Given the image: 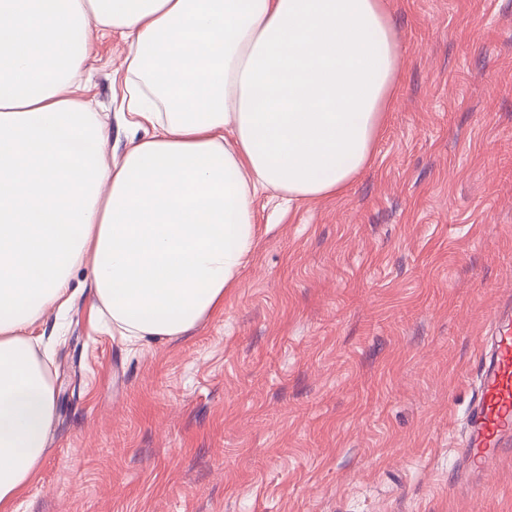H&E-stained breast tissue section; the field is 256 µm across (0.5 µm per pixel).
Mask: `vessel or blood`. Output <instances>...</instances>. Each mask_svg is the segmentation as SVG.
<instances>
[{
  "instance_id": "b4317fda",
  "label": "vessel or blood",
  "mask_w": 512,
  "mask_h": 512,
  "mask_svg": "<svg viewBox=\"0 0 512 512\" xmlns=\"http://www.w3.org/2000/svg\"><path fill=\"white\" fill-rule=\"evenodd\" d=\"M479 386L466 422L457 480L475 479L512 448V299L498 306L477 362Z\"/></svg>"
}]
</instances>
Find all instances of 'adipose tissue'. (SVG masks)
<instances>
[{
  "mask_svg": "<svg viewBox=\"0 0 512 512\" xmlns=\"http://www.w3.org/2000/svg\"><path fill=\"white\" fill-rule=\"evenodd\" d=\"M99 26L128 45L125 142L74 79ZM401 60L386 0H0V512L35 479L54 391L29 329L74 297L130 344L221 312L255 195L342 194Z\"/></svg>",
  "mask_w": 512,
  "mask_h": 512,
  "instance_id": "1",
  "label": "adipose tissue"
}]
</instances>
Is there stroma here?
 Listing matches in <instances>:
<instances>
[{
    "mask_svg": "<svg viewBox=\"0 0 512 512\" xmlns=\"http://www.w3.org/2000/svg\"><path fill=\"white\" fill-rule=\"evenodd\" d=\"M399 80L346 192L254 199L222 314L132 347L86 295L33 329L55 421L18 512H512V452L455 486L456 439L512 293V0H388ZM118 128L127 52L91 28Z\"/></svg>",
    "mask_w": 512,
    "mask_h": 512,
    "instance_id": "1",
    "label": "stroma"
}]
</instances>
